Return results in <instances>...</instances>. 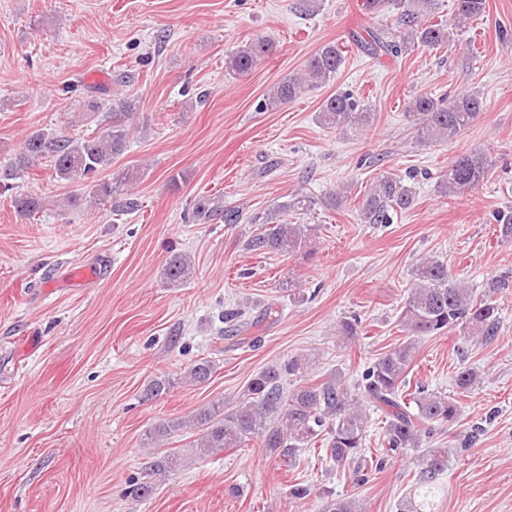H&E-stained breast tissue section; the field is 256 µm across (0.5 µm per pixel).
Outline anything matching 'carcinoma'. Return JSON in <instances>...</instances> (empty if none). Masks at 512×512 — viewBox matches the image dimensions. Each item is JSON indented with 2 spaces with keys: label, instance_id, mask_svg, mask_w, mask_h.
<instances>
[{
  "label": "carcinoma",
  "instance_id": "obj_1",
  "mask_svg": "<svg viewBox=\"0 0 512 512\" xmlns=\"http://www.w3.org/2000/svg\"><path fill=\"white\" fill-rule=\"evenodd\" d=\"M454 2L461 21L479 19L486 13L487 0ZM393 7L398 11L401 31L386 23L368 30L366 46L372 54L398 56L415 43L438 48L453 41L445 25L425 26L419 22L424 13L434 12L435 0H393ZM274 51L271 40L258 36L231 53L227 70L235 75L246 74ZM343 62L344 51L338 44L322 45L306 60L300 74L279 80L267 92L261 107L276 109L297 98L303 89L330 82ZM483 107L482 97L464 87L446 100L418 95L410 101L408 110L414 117L417 140L441 143L458 138L474 123ZM135 109L136 103L128 97L112 100L111 121L98 135L72 138L52 129L31 132L14 161L0 169V190H14L13 181L23 170L49 156L58 180L88 184L89 196L94 199L113 197L117 189L98 179V175L124 152ZM372 119L373 113L347 92L328 96L319 110L321 124L330 128L364 127ZM487 169L484 153H462L448 165L438 192L454 197L467 194L484 179ZM413 201L411 190L399 180L383 175L362 198L360 217L365 224H388L392 213L409 209ZM11 202L20 217L32 216L43 208L42 200L30 194L16 193L11 196ZM314 204V197L296 193L283 205V210L303 214ZM193 219L197 224H239L243 214L234 207L224 206L218 199L203 197L195 204ZM311 231L305 224H290L280 219L260 225L246 247L259 254L292 255L304 250ZM191 273L192 262L185 254L172 255L166 264V279L173 285ZM412 278L400 319L405 336L364 370L354 389L346 386L339 371L310 377L309 359L290 356L255 374L235 405L213 403L188 419L173 418L155 427L151 439L162 441L179 430L196 429L200 431L196 443L199 458L245 448L255 441L266 452L291 465L296 464L304 449L319 443L324 457L339 467L361 455L367 433V411L377 409L385 416L384 442L388 450L400 454L421 447L437 429L455 422L459 407L454 398L439 392L409 391V368L419 338L457 330L483 344L495 341L501 329L496 296L509 283L505 278H491L480 290L469 288L448 272L447 264L433 257L417 263ZM360 328L361 322L353 315L339 321L338 333L346 340H353ZM215 369L213 361L201 358L189 368L188 379L198 385L205 384ZM165 467L164 460L146 467L141 477L130 481L126 494L138 500L149 498L153 477ZM447 470L448 449H427L420 468L414 472L412 496L399 507V512H433L431 497L442 490ZM322 512H357L356 501L338 494L326 500Z\"/></svg>",
  "mask_w": 512,
  "mask_h": 512
}]
</instances>
